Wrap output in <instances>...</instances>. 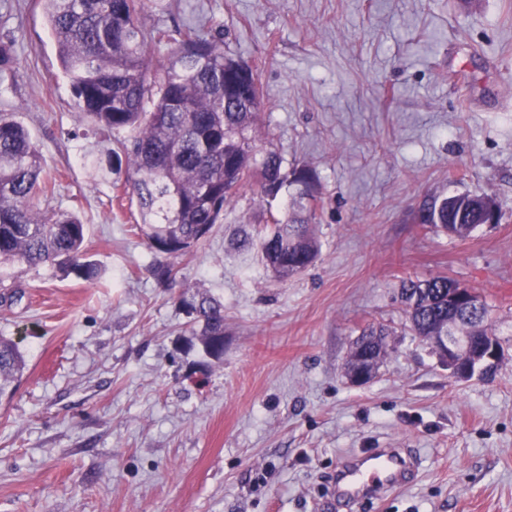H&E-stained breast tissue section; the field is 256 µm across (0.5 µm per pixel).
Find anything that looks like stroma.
Masks as SVG:
<instances>
[{"label": "stroma", "mask_w": 512, "mask_h": 512, "mask_svg": "<svg viewBox=\"0 0 512 512\" xmlns=\"http://www.w3.org/2000/svg\"><path fill=\"white\" fill-rule=\"evenodd\" d=\"M146 24L224 28L263 94L257 148L307 167L324 201L320 254L281 282L256 247L270 207L241 190L224 221L156 280V254L112 172L109 133L71 108L39 0H0L13 78L0 112L54 180L44 211L77 213L99 278L0 268V335L26 369L0 399V512H319L341 457L408 448L413 481L332 512H512V0H151ZM488 195L500 223L457 239L425 203ZM480 294L504 356L451 378L405 331L406 276ZM224 304L207 357L184 303ZM393 329L366 384L345 366L362 327Z\"/></svg>", "instance_id": "obj_1"}]
</instances>
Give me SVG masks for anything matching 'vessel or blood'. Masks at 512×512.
Wrapping results in <instances>:
<instances>
[{"instance_id": "b4317fda", "label": "vessel or blood", "mask_w": 512, "mask_h": 512, "mask_svg": "<svg viewBox=\"0 0 512 512\" xmlns=\"http://www.w3.org/2000/svg\"><path fill=\"white\" fill-rule=\"evenodd\" d=\"M412 470V457L404 449L378 448L346 459L338 470L333 493L348 502L379 498L402 484Z\"/></svg>"}]
</instances>
